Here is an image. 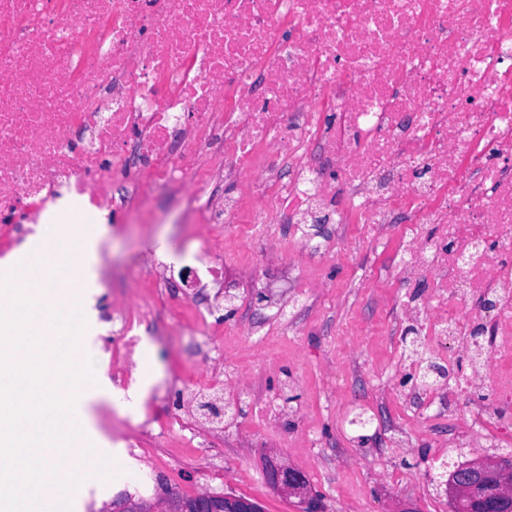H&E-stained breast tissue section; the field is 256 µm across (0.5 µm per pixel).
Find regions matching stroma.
Segmentation results:
<instances>
[{
  "instance_id": "1",
  "label": "stroma",
  "mask_w": 512,
  "mask_h": 512,
  "mask_svg": "<svg viewBox=\"0 0 512 512\" xmlns=\"http://www.w3.org/2000/svg\"><path fill=\"white\" fill-rule=\"evenodd\" d=\"M153 208L160 221L152 228L133 220L101 239L98 298L111 294L113 279L158 262L159 242L172 248L182 242L180 214L167 197H156ZM397 246L393 224L382 243L326 257L318 264L322 288L289 320L280 305L302 273L273 257L259 278L225 268L227 281L247 285L208 315L209 333L166 337L160 323L135 326L163 372L156 385L163 406L131 415L110 401L96 406L95 415L104 436L143 425L153 445L133 450V482L117 487L103 480L89 493L74 492L70 512H101L123 492L156 512H166L169 494L203 492L246 496L264 512H303L298 498L267 482L263 458L271 451L306 476L323 512H451L441 472L481 458H512V447L491 445L467 417L449 425L447 401L424 397L423 354L389 330L404 305L426 302L431 290L422 279L393 287ZM203 342L224 362V398L233 404L220 442L178 427L176 401L200 377ZM361 411L370 421L354 425Z\"/></svg>"
}]
</instances>
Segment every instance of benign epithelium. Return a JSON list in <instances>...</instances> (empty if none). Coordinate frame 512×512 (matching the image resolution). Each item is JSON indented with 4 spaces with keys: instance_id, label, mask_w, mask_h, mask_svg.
I'll return each mask as SVG.
<instances>
[{
    "instance_id": "7a95c632",
    "label": "benign epithelium",
    "mask_w": 512,
    "mask_h": 512,
    "mask_svg": "<svg viewBox=\"0 0 512 512\" xmlns=\"http://www.w3.org/2000/svg\"><path fill=\"white\" fill-rule=\"evenodd\" d=\"M268 483L286 495L302 497L305 512H319L307 481L292 467L274 461L266 465ZM450 496L469 502V512H512V460L473 461L456 469L447 482ZM196 512H256L248 498L224 495V509H217L215 495L196 496Z\"/></svg>"
}]
</instances>
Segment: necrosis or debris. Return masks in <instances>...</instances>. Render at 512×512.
Wrapping results in <instances>:
<instances>
[{
    "instance_id": "1",
    "label": "necrosis or debris",
    "mask_w": 512,
    "mask_h": 512,
    "mask_svg": "<svg viewBox=\"0 0 512 512\" xmlns=\"http://www.w3.org/2000/svg\"><path fill=\"white\" fill-rule=\"evenodd\" d=\"M227 179L237 195L211 193ZM159 192L196 262L113 294L118 388L141 289L189 300L183 336L224 302L225 243L312 268L307 225L373 242L404 212L394 282L433 288L410 327L468 362L431 393L512 444V0H0V243L73 200L139 218Z\"/></svg>"
}]
</instances>
